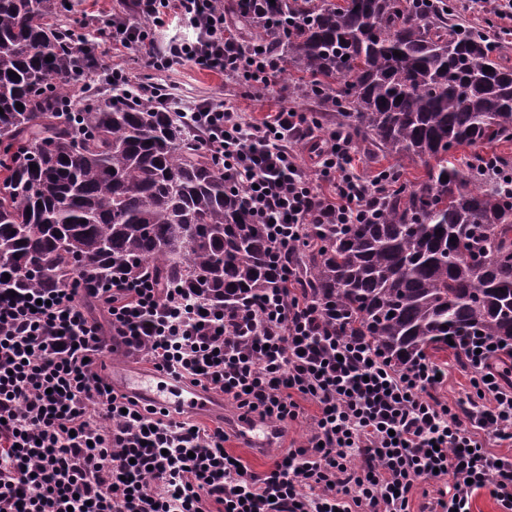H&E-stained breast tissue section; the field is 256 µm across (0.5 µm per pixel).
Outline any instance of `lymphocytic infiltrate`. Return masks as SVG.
I'll return each mask as SVG.
<instances>
[{
  "mask_svg": "<svg viewBox=\"0 0 512 512\" xmlns=\"http://www.w3.org/2000/svg\"><path fill=\"white\" fill-rule=\"evenodd\" d=\"M264 5L132 0L103 20L101 42L157 71L188 64L274 89L282 56L231 27ZM173 21L195 40L157 47L148 26ZM100 68L121 90L117 104L152 101L199 131L264 225L281 285L232 314L123 271L96 284L75 272L54 287L0 292V512H410L417 482L437 477L448 482L441 512H472L481 490L512 512V459L488 449L512 444V363H502L512 348L472 341L469 392L441 400L440 366L423 358L397 367L363 342L326 334L315 300L292 289V257L311 225L375 221V200L390 187L355 172L351 140L329 132L310 173L295 152L317 130L306 113L283 107L255 123L217 99L186 111L165 85ZM88 297L105 321L90 317ZM114 342L250 421L285 424L301 401L313 403L311 433L269 471L244 470L222 427L110 388L97 366Z\"/></svg>",
  "mask_w": 512,
  "mask_h": 512,
  "instance_id": "obj_1",
  "label": "lymphocytic infiltrate"
}]
</instances>
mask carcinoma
I'll list each match as a JSON object with an SVG mask.
<instances>
[{"instance_id": "carcinoma-1", "label": "carcinoma", "mask_w": 512, "mask_h": 512, "mask_svg": "<svg viewBox=\"0 0 512 512\" xmlns=\"http://www.w3.org/2000/svg\"><path fill=\"white\" fill-rule=\"evenodd\" d=\"M270 10L281 26L252 24L294 90L334 109L341 133L427 168L420 184L379 198L376 221L314 224L297 248L296 283L326 329L397 365L449 346L462 356V336L512 343L501 157L448 165L460 146L512 143L502 40L450 0H275ZM67 11L64 0H0V289L47 287L76 268L106 280L115 268L231 312L279 287L244 190L224 182L180 117L107 97L62 114L70 80L99 76L86 34L60 23Z\"/></svg>"}]
</instances>
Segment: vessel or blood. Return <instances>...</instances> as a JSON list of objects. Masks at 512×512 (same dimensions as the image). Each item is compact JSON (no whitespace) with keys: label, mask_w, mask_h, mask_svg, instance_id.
Masks as SVG:
<instances>
[{"label":"vessel or blood","mask_w":512,"mask_h":512,"mask_svg":"<svg viewBox=\"0 0 512 512\" xmlns=\"http://www.w3.org/2000/svg\"><path fill=\"white\" fill-rule=\"evenodd\" d=\"M112 383L115 387L158 406L178 407L189 414L219 415L223 412L222 402L213 395L177 383L156 371L147 372L127 366L113 371ZM276 434L274 427L252 423L242 424L239 430L241 441L253 448L267 447Z\"/></svg>","instance_id":"b4317fda"}]
</instances>
